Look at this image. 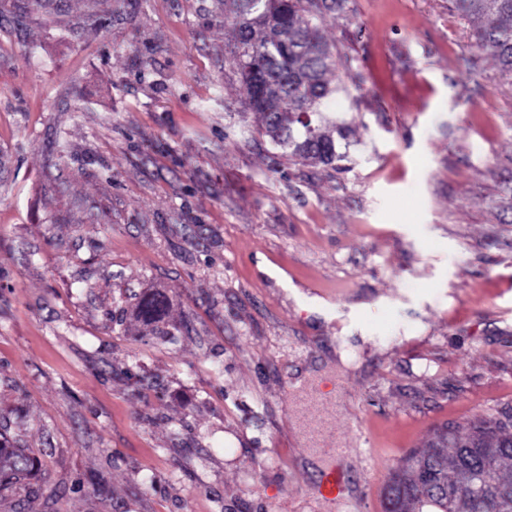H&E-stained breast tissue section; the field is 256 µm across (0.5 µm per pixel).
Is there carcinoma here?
<instances>
[{
    "instance_id": "1",
    "label": "carcinoma",
    "mask_w": 512,
    "mask_h": 512,
    "mask_svg": "<svg viewBox=\"0 0 512 512\" xmlns=\"http://www.w3.org/2000/svg\"><path fill=\"white\" fill-rule=\"evenodd\" d=\"M455 8L478 21L477 44L512 78V0H454ZM335 5L326 0H224L235 25L234 49L247 45L252 56L238 58L245 104L263 118L271 142L303 162L331 165L347 158L348 123L328 103L348 92L327 75L336 61L318 18ZM168 301L142 297L137 319L158 329ZM501 419L472 422L466 432L443 426L423 449L410 450L386 483L385 512H512V480L500 471L512 464V439L501 436ZM34 462L25 449L0 439V489L31 478Z\"/></svg>"
}]
</instances>
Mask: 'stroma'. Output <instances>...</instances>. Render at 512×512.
<instances>
[{"mask_svg": "<svg viewBox=\"0 0 512 512\" xmlns=\"http://www.w3.org/2000/svg\"><path fill=\"white\" fill-rule=\"evenodd\" d=\"M474 27L325 13L335 170L246 110L224 0H0V434L39 466L0 512H384L407 450L512 408V81ZM315 401L369 439L330 501ZM168 301L160 294H150L142 297L133 310L137 319L153 325L155 330L162 332V336H173L168 331H162L160 325H166L164 311Z\"/></svg>", "mask_w": 512, "mask_h": 512, "instance_id": "obj_1", "label": "stroma"}]
</instances>
